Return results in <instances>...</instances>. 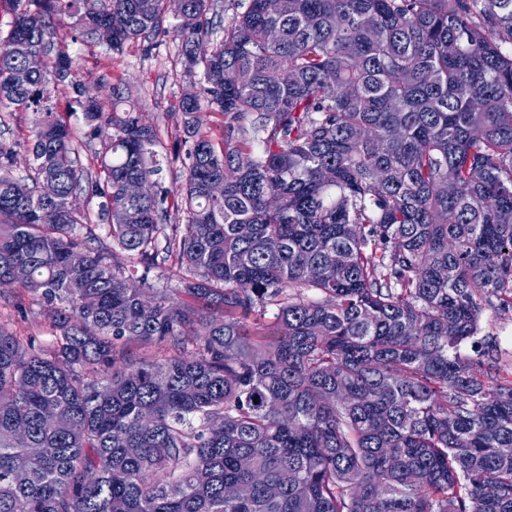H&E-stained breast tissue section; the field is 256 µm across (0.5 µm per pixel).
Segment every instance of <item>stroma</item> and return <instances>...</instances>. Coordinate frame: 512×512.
<instances>
[{
	"instance_id": "1",
	"label": "stroma",
	"mask_w": 512,
	"mask_h": 512,
	"mask_svg": "<svg viewBox=\"0 0 512 512\" xmlns=\"http://www.w3.org/2000/svg\"><path fill=\"white\" fill-rule=\"evenodd\" d=\"M58 42L76 64V77L89 91H96L102 73H110L112 83L124 87L141 104L142 115L155 125L165 147H172L177 132L168 118L183 94L199 90V78L185 75L180 44L164 38L151 56H144L138 44H126L114 53L90 37L75 38L73 21L62 18L57 27ZM0 324L22 342L34 346L51 343L53 332L36 297L15 288H0Z\"/></svg>"
}]
</instances>
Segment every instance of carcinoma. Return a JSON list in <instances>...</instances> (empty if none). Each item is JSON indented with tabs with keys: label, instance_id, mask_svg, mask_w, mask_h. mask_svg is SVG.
Instances as JSON below:
<instances>
[{
	"label": "carcinoma",
	"instance_id": "1",
	"mask_svg": "<svg viewBox=\"0 0 512 512\" xmlns=\"http://www.w3.org/2000/svg\"><path fill=\"white\" fill-rule=\"evenodd\" d=\"M0 1V106L39 114L24 176L0 142V286L55 331L36 350L0 325V512H512V378L479 336L484 306L512 307V0H249L218 44L224 0H183L172 27L168 0ZM62 14L117 53L171 32L203 67L183 180H153L162 142L121 88L86 98ZM171 264L180 287H155Z\"/></svg>",
	"mask_w": 512,
	"mask_h": 512
}]
</instances>
